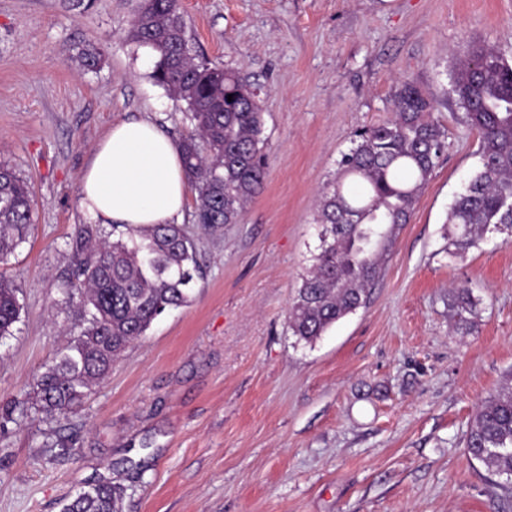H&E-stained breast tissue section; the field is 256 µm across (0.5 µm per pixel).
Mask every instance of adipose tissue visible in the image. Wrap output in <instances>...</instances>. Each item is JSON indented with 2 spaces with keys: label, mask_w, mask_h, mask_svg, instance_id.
Segmentation results:
<instances>
[{
  "label": "adipose tissue",
  "mask_w": 512,
  "mask_h": 512,
  "mask_svg": "<svg viewBox=\"0 0 512 512\" xmlns=\"http://www.w3.org/2000/svg\"><path fill=\"white\" fill-rule=\"evenodd\" d=\"M187 178L180 148L148 119L113 125L79 185V204L104 224H178Z\"/></svg>",
  "instance_id": "obj_1"
}]
</instances>
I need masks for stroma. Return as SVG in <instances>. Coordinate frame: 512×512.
Masks as SVG:
<instances>
[{
    "label": "stroma",
    "mask_w": 512,
    "mask_h": 512,
    "mask_svg": "<svg viewBox=\"0 0 512 512\" xmlns=\"http://www.w3.org/2000/svg\"><path fill=\"white\" fill-rule=\"evenodd\" d=\"M134 6L0 0V161L28 179L34 209L6 267L23 310L0 342V512H62L102 482L123 487L122 512H501L465 436L512 379V242L448 252L450 205L480 165L450 72L472 41L512 60V0H181L196 50L257 95L263 187L215 230L198 227L188 190L204 269L189 305L159 316L77 416L28 403L73 338L59 284L94 150L125 120L176 140L190 127L152 78L156 53L129 36ZM407 79L444 150L365 306L297 341L288 309L317 252V200ZM461 287L476 303L463 336ZM476 306L472 299L469 288H459L456 292L453 303L454 331L459 334H465L471 326V316L473 308Z\"/></svg>",
    "instance_id": "1"
}]
</instances>
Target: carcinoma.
Returning a JSON list of instances; mask_svg holds the SVG:
<instances>
[{"label":"carcinoma","mask_w":512,"mask_h":512,"mask_svg":"<svg viewBox=\"0 0 512 512\" xmlns=\"http://www.w3.org/2000/svg\"><path fill=\"white\" fill-rule=\"evenodd\" d=\"M130 34L159 53L154 81L186 104L192 128L180 145L187 181L197 192L196 223L210 230L237 223L266 174L256 93L236 72L193 51L180 0H135ZM451 93L480 136V168L448 212V247L460 252L488 233L512 238V63L490 45H469L453 69ZM432 111V102L406 80L393 100L395 117L358 133L342 156V182L319 202L320 252L288 310V330L298 340H317L365 304L444 147ZM32 224L28 182L1 164L0 267L26 242ZM201 278L196 243L181 224L128 227L118 235L98 224L78 225L71 272L61 284L76 308L77 337L37 376L33 404L51 418L77 415L127 346L159 315L189 304ZM474 307L470 289H458L455 332L469 331ZM21 310L18 289L0 270V340L12 335ZM465 446L504 479L499 487L511 499V384L485 399ZM121 499V488L100 483L80 492L64 512H120Z\"/></svg>","instance_id":"carcinoma-1"}]
</instances>
